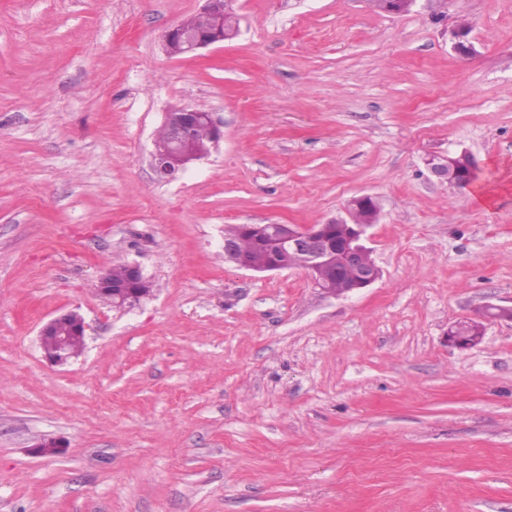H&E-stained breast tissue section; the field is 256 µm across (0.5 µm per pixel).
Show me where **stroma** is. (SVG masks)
Returning <instances> with one entry per match:
<instances>
[{"mask_svg":"<svg viewBox=\"0 0 512 512\" xmlns=\"http://www.w3.org/2000/svg\"><path fill=\"white\" fill-rule=\"evenodd\" d=\"M201 4L0 0V512H512V321L447 342L512 306V0H235L234 39L168 57ZM175 105L224 136L163 184ZM461 152L490 203L428 172ZM361 194L368 288L224 261L225 226ZM118 262L153 283L122 310L96 288ZM72 308L85 349L50 364ZM86 323L84 317L78 309L67 310L51 319H49L39 330V341L45 336L56 337V347L54 350L46 351L44 348V357L55 364H65L70 358L68 350L70 336L85 337ZM456 327L462 334H471L473 330V326L468 323H458ZM481 335L482 329L480 325L477 326L470 336H458L453 329H450L448 331V344L459 349H465L476 344Z\"/></svg>","mask_w":512,"mask_h":512,"instance_id":"stroma-1","label":"stroma"}]
</instances>
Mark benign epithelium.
Returning <instances> with one entry per match:
<instances>
[{
	"instance_id": "obj_1",
	"label": "benign epithelium",
	"mask_w": 512,
	"mask_h": 512,
	"mask_svg": "<svg viewBox=\"0 0 512 512\" xmlns=\"http://www.w3.org/2000/svg\"><path fill=\"white\" fill-rule=\"evenodd\" d=\"M197 13L209 17L208 26L200 31L179 23L168 30L163 40V50L170 57L195 54L202 49L218 46L227 39L224 31V15L212 9V0H203ZM206 126L209 132L207 144L196 141V131ZM163 138L153 140L151 165L155 178L159 182H170L191 163L209 156L222 133L210 113L191 107L175 106L164 114ZM450 158H430L426 161L430 174L440 182H452L460 187L469 183L471 174L478 161L470 159L465 166H448ZM370 195L357 196L346 206V216L332 218L323 224H247L245 230L255 232L264 239H271L277 254L265 266L257 268L251 265L240 253L236 243L224 241V259L237 268L248 271H280L292 268V264L282 256L299 257L303 260V270L312 284L329 294H335L329 279L342 268L347 275L345 293L360 291L374 284L381 277V269L373 258V250L367 246V231L378 223L374 215L355 224H348L347 233L336 237V226L347 224V219L356 212L372 205ZM129 276L121 284L112 282V273L104 271L98 278L99 293L112 305L122 307L137 302L144 293L152 288V283L144 277L140 267L128 266ZM86 323L78 309L67 310L49 319L39 330V338L52 335L56 337V347L44 353L52 363L64 364L70 358L68 350L70 337L85 336ZM482 335V329L476 328L469 336H459L454 330L448 331V345L465 349L476 344Z\"/></svg>"
}]
</instances>
